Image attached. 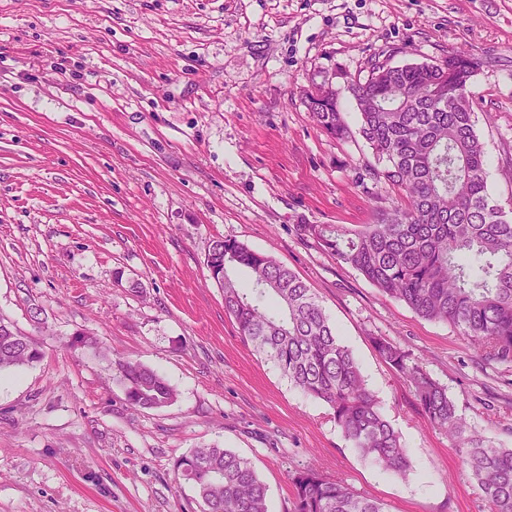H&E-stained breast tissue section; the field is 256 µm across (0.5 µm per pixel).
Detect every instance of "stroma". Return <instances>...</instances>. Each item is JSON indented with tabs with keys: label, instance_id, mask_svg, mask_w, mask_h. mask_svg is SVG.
Masks as SVG:
<instances>
[{
	"label": "stroma",
	"instance_id": "1",
	"mask_svg": "<svg viewBox=\"0 0 512 512\" xmlns=\"http://www.w3.org/2000/svg\"><path fill=\"white\" fill-rule=\"evenodd\" d=\"M467 51L493 198L512 217V0H0V319L40 362L0 372V512H200L174 464L216 444L247 458L269 512L310 467L386 512H491L447 433L378 355L386 337L445 386L464 434L512 448V364L482 359L300 231L373 223L397 191L373 155L325 135L304 92L370 56ZM234 239L316 294L410 455L392 476L329 408L239 336L205 256ZM96 350L68 348L76 334ZM176 399L125 401L113 362Z\"/></svg>",
	"mask_w": 512,
	"mask_h": 512
}]
</instances>
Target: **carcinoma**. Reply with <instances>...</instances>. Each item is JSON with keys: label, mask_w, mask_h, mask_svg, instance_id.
Segmentation results:
<instances>
[{"label": "carcinoma", "mask_w": 512, "mask_h": 512, "mask_svg": "<svg viewBox=\"0 0 512 512\" xmlns=\"http://www.w3.org/2000/svg\"><path fill=\"white\" fill-rule=\"evenodd\" d=\"M481 66L480 58L462 51L396 66L374 57L362 78L339 71L312 84L308 110L328 136L342 139L351 131L333 79L346 80L360 115L357 134L375 159L357 179L391 186L402 201L380 210L372 224H303L301 232L419 317L458 328L484 360L511 364L512 219L489 192L487 158L475 131L470 86ZM206 266L246 342L327 405L362 457L405 477L408 450L311 289L272 256L233 239L213 241ZM235 270L248 274V286L232 276ZM373 342L412 388L427 424L457 439L491 512H512V448L459 438L447 390L400 345L381 336ZM41 358L37 342L0 321V371ZM114 371L135 409L162 408L176 396L161 374L141 363L118 359ZM175 476L192 485L201 512H268L266 486L251 462L227 448L190 452L176 462ZM290 480L295 512H385L382 503L314 468Z\"/></svg>", "instance_id": "carcinoma-1"}]
</instances>
